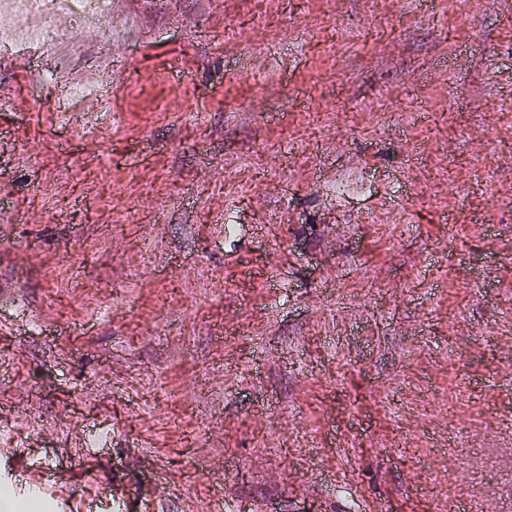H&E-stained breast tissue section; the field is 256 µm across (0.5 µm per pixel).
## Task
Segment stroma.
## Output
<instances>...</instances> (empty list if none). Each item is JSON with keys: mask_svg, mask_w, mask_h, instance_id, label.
<instances>
[{"mask_svg": "<svg viewBox=\"0 0 512 512\" xmlns=\"http://www.w3.org/2000/svg\"><path fill=\"white\" fill-rule=\"evenodd\" d=\"M0 49V448L90 512H512V0H113ZM124 71L31 108L33 72ZM107 510L113 512H149L154 509L147 501L135 500L123 488L113 486L107 496Z\"/></svg>", "mask_w": 512, "mask_h": 512, "instance_id": "obj_1", "label": "stroma"}]
</instances>
